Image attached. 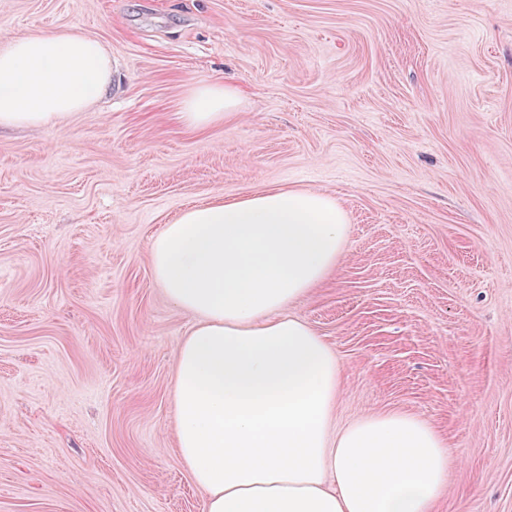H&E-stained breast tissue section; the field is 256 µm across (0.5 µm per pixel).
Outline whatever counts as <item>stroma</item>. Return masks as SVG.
<instances>
[{
	"instance_id": "stroma-1",
	"label": "stroma",
	"mask_w": 512,
	"mask_h": 512,
	"mask_svg": "<svg viewBox=\"0 0 512 512\" xmlns=\"http://www.w3.org/2000/svg\"><path fill=\"white\" fill-rule=\"evenodd\" d=\"M65 28L112 84L0 128V512H205L171 401L195 318L151 243L258 187L346 215L288 308L341 368L334 429L415 415L455 460L436 512H512V0H0V46ZM215 80L236 111L186 128ZM238 98L239 91L221 81L193 86L183 98L181 120L189 127L205 128L231 112Z\"/></svg>"
}]
</instances>
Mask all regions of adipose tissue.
I'll return each mask as SVG.
<instances>
[{"label": "adipose tissue", "mask_w": 512, "mask_h": 512, "mask_svg": "<svg viewBox=\"0 0 512 512\" xmlns=\"http://www.w3.org/2000/svg\"><path fill=\"white\" fill-rule=\"evenodd\" d=\"M112 57L69 29L0 47V128L41 127L108 92ZM239 98L224 82L191 87L180 117L201 129ZM342 209L310 190L261 188L186 209L152 240L155 280L196 322L178 348L172 404L178 458L205 512H433L449 451L425 421L331 416L340 368L288 314L338 264Z\"/></svg>", "instance_id": "obj_1"}]
</instances>
